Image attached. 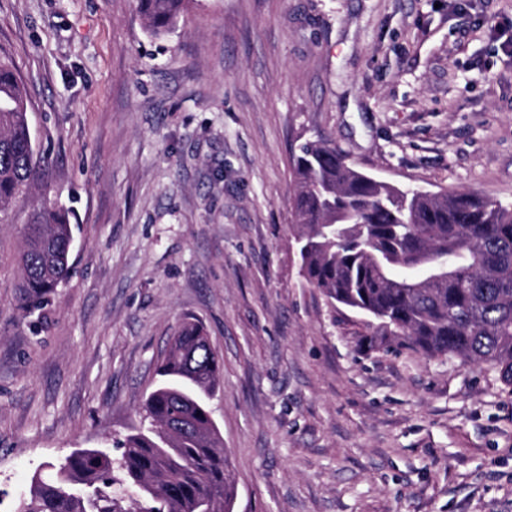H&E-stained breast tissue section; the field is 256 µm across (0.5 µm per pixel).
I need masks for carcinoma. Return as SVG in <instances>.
Segmentation results:
<instances>
[{
  "label": "carcinoma",
  "instance_id": "1",
  "mask_svg": "<svg viewBox=\"0 0 512 512\" xmlns=\"http://www.w3.org/2000/svg\"><path fill=\"white\" fill-rule=\"evenodd\" d=\"M149 32L176 24L185 0H136ZM26 94L0 56V210L36 177ZM293 207L306 282L378 321L428 357L485 365L512 387V207L472 190L416 194L352 167L336 145L306 143L294 160ZM71 224L44 209L25 228L21 302L44 301L70 273ZM221 361L204 326L185 321L146 432L115 441L119 458L73 452L32 476L16 512H114L113 472L154 502L140 512H232L235 484L207 400Z\"/></svg>",
  "mask_w": 512,
  "mask_h": 512
}]
</instances>
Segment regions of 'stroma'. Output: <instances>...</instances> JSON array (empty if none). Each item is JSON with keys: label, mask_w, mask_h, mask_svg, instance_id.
Wrapping results in <instances>:
<instances>
[{"label": "stroma", "mask_w": 512, "mask_h": 512, "mask_svg": "<svg viewBox=\"0 0 512 512\" xmlns=\"http://www.w3.org/2000/svg\"><path fill=\"white\" fill-rule=\"evenodd\" d=\"M38 172L0 211V512L79 448L120 456L171 337L205 325L233 512H512V388L386 341L308 286L294 157L512 204V0H0ZM72 270L19 307L32 211ZM185 0H136L139 12L147 21V28L153 36L166 34L176 24Z\"/></svg>", "instance_id": "35a3bbf8"}]
</instances>
